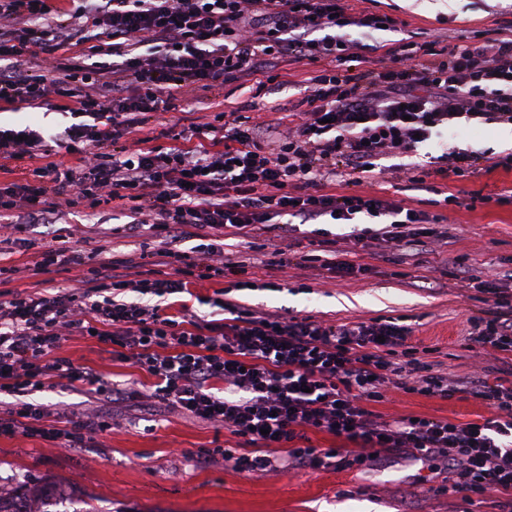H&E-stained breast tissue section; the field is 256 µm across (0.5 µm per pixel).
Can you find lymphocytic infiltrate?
<instances>
[{"label": "lymphocytic infiltrate", "instance_id": "f902f5d3", "mask_svg": "<svg viewBox=\"0 0 512 512\" xmlns=\"http://www.w3.org/2000/svg\"><path fill=\"white\" fill-rule=\"evenodd\" d=\"M394 33L391 41L381 32ZM309 70L305 94L286 101L287 119L260 123L235 112L191 124L197 144L148 146L138 132L148 114L179 108L185 87L227 80L262 90L283 84L285 67ZM64 102L77 123L45 138L0 129V159L45 157L31 181L0 185V243L29 248L26 225L52 223L61 206L121 202L126 238L148 236L142 252L158 277L131 279L130 262L88 251L52 233L30 264L70 272L52 293L0 299V436L73 448L112 420L61 419L33 396L51 385L128 401L160 402L247 438L253 450L206 451L241 475L284 467L362 468L382 455L441 460L448 491L500 502L512 512V303L469 320L471 369L433 370L398 320L336 322L287 317L215 299L226 316L166 313L162 302L196 282L254 275L224 252L228 237L262 241L280 271L307 267L292 252L291 219L348 224L364 215L349 247L373 239L401 258L425 255L442 272L448 229L441 214L365 191L380 160L400 177V157L461 126L512 125V27L449 48L418 42L397 19L353 0H0V103L38 109ZM73 158L63 168L51 147ZM512 171V153L489 157L443 147L415 176L466 177ZM153 303H146V296ZM72 336L95 337L153 379L152 390L117 389L62 353ZM501 364L491 376L489 360ZM402 391L472 395L492 417L469 423L395 415L374 406ZM345 440L316 448L309 433Z\"/></svg>", "mask_w": 512, "mask_h": 512}]
</instances>
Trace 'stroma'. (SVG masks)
Listing matches in <instances>:
<instances>
[{
  "label": "stroma",
  "instance_id": "stroma-1",
  "mask_svg": "<svg viewBox=\"0 0 512 512\" xmlns=\"http://www.w3.org/2000/svg\"><path fill=\"white\" fill-rule=\"evenodd\" d=\"M364 9L385 13L406 23L408 30L431 35H450L461 45L474 33L512 20V0H364ZM301 72L290 75L292 88L253 94L239 81L202 91L188 87L185 98L199 115H211L222 106L241 109L251 122L272 119V106L298 95ZM72 122L62 108L0 109V126L29 125L48 134L62 132ZM496 126L464 127L449 133L457 146L486 155L512 153V144L501 141ZM438 188L458 196L460 205L446 209L452 234L448 258L454 275L443 286L415 281L407 267L391 252L368 247L352 255L365 266L363 275L322 281L311 271L292 269L280 274L261 270V285L228 290L226 281L203 282L196 292L202 301L198 313L222 310L212 301L220 290L228 300L254 309H276L288 316H312L325 320L368 321L406 317L414 326V338L428 347L429 361L451 374H467L471 357L464 347L468 320L487 308V295L476 288L479 280H493L512 297V205L479 204L480 196L512 192V171H495L470 178L449 177ZM127 212L115 204L95 209L81 203L64 209L57 226L70 230L85 249L105 247L114 257L139 259V240L113 235L112 229L127 223ZM7 263L20 274L0 282V295L32 293L66 285L68 274L52 270L44 274L26 271V254L7 255ZM65 353L76 364L101 373L113 384L142 381L131 364L112 358L102 344L72 338ZM59 415L105 414L112 418L107 433L87 434L79 447L65 451L37 439L0 437V488L14 489L23 481H48L62 492L65 505L78 507L92 500L99 512H495L490 502L448 496L443 491L447 467L405 457H384L372 465L318 472L287 470L235 473L223 460L199 463L201 450L222 446L246 451L245 438L206 424L180 412L159 406L124 407L105 397L50 388L35 396ZM383 415L402 414L447 418L455 422L490 417L482 400L467 396L442 399L411 394L394 395L375 406Z\"/></svg>",
  "mask_w": 512,
  "mask_h": 512
}]
</instances>
